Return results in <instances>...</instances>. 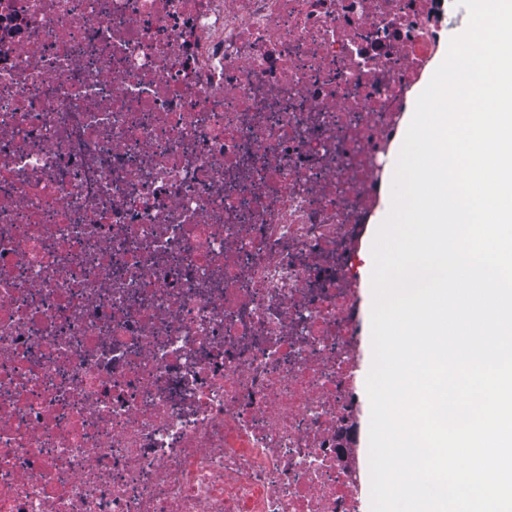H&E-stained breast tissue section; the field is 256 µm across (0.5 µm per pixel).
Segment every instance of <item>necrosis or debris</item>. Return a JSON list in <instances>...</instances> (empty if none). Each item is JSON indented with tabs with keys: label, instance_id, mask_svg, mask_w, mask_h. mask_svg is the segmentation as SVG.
<instances>
[{
	"label": "necrosis or debris",
	"instance_id": "necrosis-or-debris-1",
	"mask_svg": "<svg viewBox=\"0 0 512 512\" xmlns=\"http://www.w3.org/2000/svg\"><path fill=\"white\" fill-rule=\"evenodd\" d=\"M431 0H0V512H358L352 248Z\"/></svg>",
	"mask_w": 512,
	"mask_h": 512
}]
</instances>
